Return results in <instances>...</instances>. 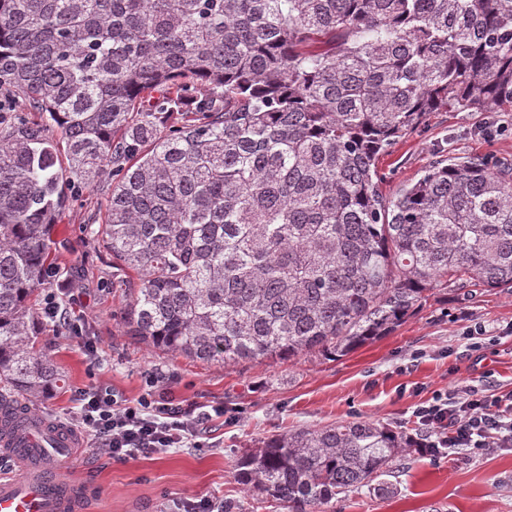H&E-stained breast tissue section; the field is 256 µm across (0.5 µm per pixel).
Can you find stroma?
I'll list each match as a JSON object with an SVG mask.
<instances>
[{"mask_svg": "<svg viewBox=\"0 0 512 512\" xmlns=\"http://www.w3.org/2000/svg\"><path fill=\"white\" fill-rule=\"evenodd\" d=\"M481 155L512 163V112L440 110L399 138L380 160L381 190L395 195L417 181L433 162ZM69 205L59 218L56 277L39 290L37 309L56 293L84 336L95 342L86 355L67 328L43 318L40 342L60 367L65 385L45 400L24 401L50 420H65L80 389L102 383L131 400L145 393L149 375L176 398L220 405L222 417L207 421L202 449L174 448L119 462L84 447L76 479L86 512H167L176 501L227 500L234 512H282L257 504L238 484L236 464L245 449L296 426L369 420L416 431V404L433 392L474 385L487 392L512 391V289L448 284L425 301L394 332L343 357L307 355L223 365L167 352L147 351L125 333L124 275L102 241L85 231L103 223L111 187L68 180ZM484 334L470 343L476 328ZM394 490L385 497L352 492L326 512H512V448L484 457L413 453L403 457Z\"/></svg>", "mask_w": 512, "mask_h": 512, "instance_id": "obj_1", "label": "stroma"}]
</instances>
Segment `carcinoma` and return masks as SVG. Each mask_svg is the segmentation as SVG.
I'll list each match as a JSON object with an SVG mask.
<instances>
[{"instance_id":"cac0c4a2","label":"carcinoma","mask_w":512,"mask_h":512,"mask_svg":"<svg viewBox=\"0 0 512 512\" xmlns=\"http://www.w3.org/2000/svg\"><path fill=\"white\" fill-rule=\"evenodd\" d=\"M0 409L64 384L31 305L68 202L137 275L126 333L194 361L344 356L440 279L512 289V166L442 160L392 197L380 157L431 112L512 107V0H0ZM411 449L353 420L275 434L238 482L286 512L391 492ZM0 99H2V104L4 103L5 99H8L12 103L10 106V109H8L7 106L5 109H2L1 112H7V113H3L2 117H1L2 123H3V121H9L10 119L13 120V117L16 114L24 117L27 121L28 120H38V121L41 120L46 135L48 137L52 138L53 140L60 139V136H61L60 130L56 127V125L50 119H48V117H46L45 115H44V117H40L35 112H23L24 107H23L21 101L15 99L13 97V95L8 92L1 91ZM8 112H14V113H8ZM17 112H19V113H17Z\"/></svg>"}]
</instances>
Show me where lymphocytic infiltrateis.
I'll return each instance as SVG.
<instances>
[{"mask_svg": "<svg viewBox=\"0 0 512 512\" xmlns=\"http://www.w3.org/2000/svg\"><path fill=\"white\" fill-rule=\"evenodd\" d=\"M146 385V393L134 401L120 399L102 385L81 389L71 429L90 436L98 451L126 461L200 447L204 421L224 414L220 406L208 411L178 400L159 387L157 377H149ZM413 416L425 431L419 441L423 448H462L484 456L512 447V392L497 396L465 386L450 395L434 394L416 406Z\"/></svg>", "mask_w": 512, "mask_h": 512, "instance_id": "lymphocytic-infiltrate-1", "label": "lymphocytic infiltrate"}]
</instances>
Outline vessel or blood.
Listing matches in <instances>:
<instances>
[{
    "mask_svg": "<svg viewBox=\"0 0 512 512\" xmlns=\"http://www.w3.org/2000/svg\"><path fill=\"white\" fill-rule=\"evenodd\" d=\"M20 473H0V512H78L73 462L81 445L63 424L0 440Z\"/></svg>",
    "mask_w": 512,
    "mask_h": 512,
    "instance_id": "obj_1",
    "label": "vessel or blood"
}]
</instances>
